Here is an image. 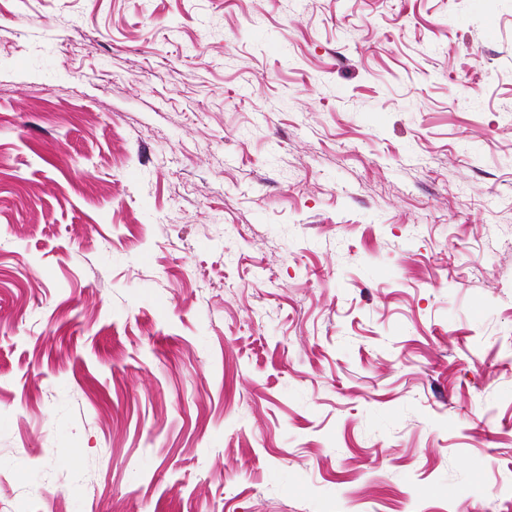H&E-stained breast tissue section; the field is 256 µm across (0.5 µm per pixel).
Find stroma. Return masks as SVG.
<instances>
[{
    "label": "stroma",
    "instance_id": "obj_1",
    "mask_svg": "<svg viewBox=\"0 0 512 512\" xmlns=\"http://www.w3.org/2000/svg\"><path fill=\"white\" fill-rule=\"evenodd\" d=\"M0 512H512V0H0Z\"/></svg>",
    "mask_w": 512,
    "mask_h": 512
}]
</instances>
